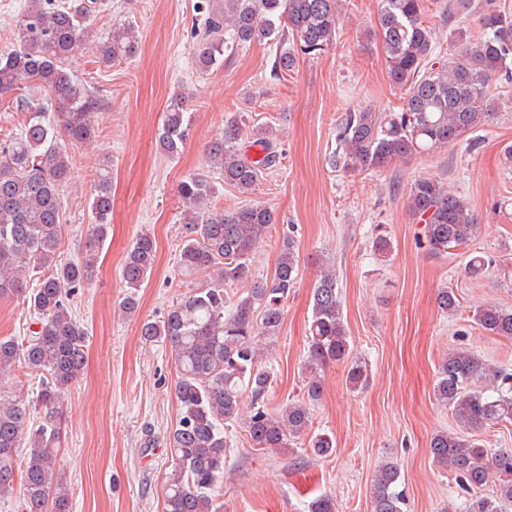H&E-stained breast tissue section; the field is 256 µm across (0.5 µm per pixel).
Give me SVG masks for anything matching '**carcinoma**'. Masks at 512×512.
Wrapping results in <instances>:
<instances>
[{
    "instance_id": "1",
    "label": "carcinoma",
    "mask_w": 512,
    "mask_h": 512,
    "mask_svg": "<svg viewBox=\"0 0 512 512\" xmlns=\"http://www.w3.org/2000/svg\"><path fill=\"white\" fill-rule=\"evenodd\" d=\"M340 0H203L207 28L194 35L200 69L217 65L224 50L276 39L273 69L288 74L298 58L323 53L336 39ZM93 0H27L17 46L0 50V96L11 103L14 129L0 145V300L18 298L33 309L38 329L18 342L0 337V381L18 364L43 376L36 400L0 389V497L14 492L20 478L23 512H69L70 490L59 469L62 395L86 362L88 332L70 303L93 271L95 252L107 238L112 214V166L99 170L91 192V233L84 259L58 262L61 188L73 178L67 145L94 137L92 112L99 107L94 87L67 68L68 59L92 37ZM475 0H455L448 19V57L436 54L425 24L426 0H379L378 28L388 77L403 92L397 111L371 108L347 112L336 126V149L329 158L349 171L386 169L398 161L433 153L477 131L494 119L498 105L488 93L497 77L512 78V11L485 8L478 19L482 34L471 35L466 18ZM139 29L114 28L100 38L97 59L104 67L134 57ZM39 89L40 95L22 94ZM242 117H231L207 152V170L185 177L178 186L184 204L186 235L179 265L186 275H201L160 320L140 323V337L160 343L171 354L178 380V418L169 433L172 469L164 486L165 512H220L215 486L224 478L229 448L224 422L239 421L261 448H286L307 434L311 409L322 394L321 370L348 363L346 383L366 385L365 362L352 357L335 271L326 269L314 285L307 336V398L269 411L265 397L274 371L260 361L259 339L280 333L284 304L298 276L295 240L283 237L273 272L252 274V256L274 226L272 211L260 202L230 214L215 207L213 175L244 194L281 159L279 134L270 125L252 127L250 145L241 147ZM191 113L178 91L166 105L160 148L179 154L190 136ZM410 210L423 224L422 242L434 255L475 237L477 217L469 202L438 177L414 179ZM156 240L149 231L136 236L122 266L127 293L121 314L140 309L139 288L155 263ZM242 294H237L238 290ZM439 308L453 312L459 301L450 288L437 296ZM475 323L493 336L512 338V310L486 304ZM250 407L241 409L244 393ZM434 396L447 406L461 436L438 432L430 452L453 471L460 485L475 491L494 484L492 495L471 502L466 512H512V448H485L478 433L512 422V371L492 368L466 349L442 359ZM28 440L26 458L17 455ZM317 456L336 449L326 432L310 436ZM400 466L388 460L375 471L373 512H403Z\"/></svg>"
}]
</instances>
